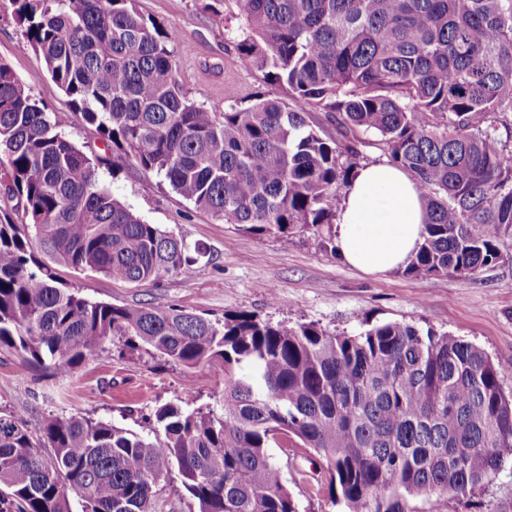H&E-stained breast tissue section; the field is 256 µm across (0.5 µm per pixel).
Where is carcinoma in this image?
Returning <instances> with one entry per match:
<instances>
[{
    "instance_id": "1",
    "label": "carcinoma",
    "mask_w": 512,
    "mask_h": 512,
    "mask_svg": "<svg viewBox=\"0 0 512 512\" xmlns=\"http://www.w3.org/2000/svg\"><path fill=\"white\" fill-rule=\"evenodd\" d=\"M241 57L288 95L210 112L182 94L172 29L135 0H15L22 34L105 148L196 208L258 235L336 223L359 168L336 127L381 137L424 204L414 276L474 274L512 237V0H239ZM0 62V347L66 375L114 336L224 368L220 415L159 406L153 438L103 421L41 428L0 415V512H153L176 475L200 512H298L267 448H309L348 512H415L475 493L512 461V394L478 346L387 322L357 335L212 321L91 301L54 266L130 284L195 264L200 246L144 222Z\"/></svg>"
}]
</instances>
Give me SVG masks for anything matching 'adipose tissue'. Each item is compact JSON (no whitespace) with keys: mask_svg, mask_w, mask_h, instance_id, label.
Returning <instances> with one entry per match:
<instances>
[{"mask_svg":"<svg viewBox=\"0 0 512 512\" xmlns=\"http://www.w3.org/2000/svg\"><path fill=\"white\" fill-rule=\"evenodd\" d=\"M423 202L409 175L388 163L361 166L333 226L337 255L368 273L404 266L422 241Z\"/></svg>","mask_w":512,"mask_h":512,"instance_id":"adipose-tissue-1","label":"adipose tissue"}]
</instances>
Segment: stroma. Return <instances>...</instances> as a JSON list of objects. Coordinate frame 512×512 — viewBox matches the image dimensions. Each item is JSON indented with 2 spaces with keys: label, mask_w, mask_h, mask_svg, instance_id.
Returning <instances> with one entry per match:
<instances>
[{
  "label": "stroma",
  "mask_w": 512,
  "mask_h": 512,
  "mask_svg": "<svg viewBox=\"0 0 512 512\" xmlns=\"http://www.w3.org/2000/svg\"><path fill=\"white\" fill-rule=\"evenodd\" d=\"M210 0H136L146 17L177 31L174 55L183 93L211 112L244 107L261 94L281 95L264 72L239 57L234 33L238 0L211 10ZM0 60L56 116L69 139L89 157L103 155L93 126L82 123L22 36L13 0H0ZM103 184L149 224H157L204 254L161 282L129 284L61 266L58 278L84 297L114 305L180 306L213 319L239 312L290 326L313 323L331 333L357 334L367 323L404 322L447 332L482 348L512 393V240L504 258L473 275L414 277L405 269L366 274L337 258L316 231L255 235L217 220L132 161L101 166ZM166 403L222 413L219 363L187 368L146 346L117 336L71 373L23 362L0 348V413L23 418L34 441L49 419L71 415L152 434L154 412ZM299 512H340L331 499L322 459L307 448L272 447ZM436 512H512V462L472 495L441 500Z\"/></svg>",
  "instance_id": "1"
}]
</instances>
